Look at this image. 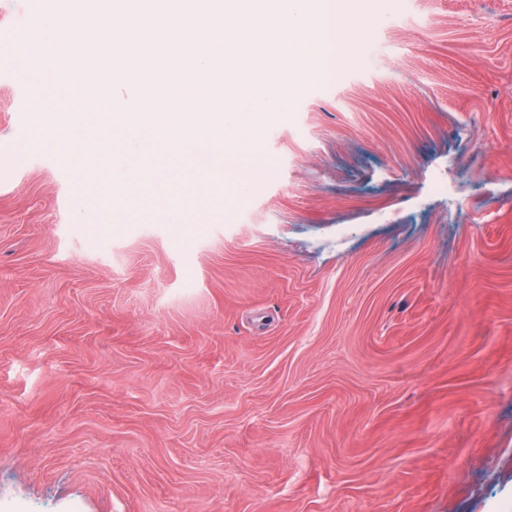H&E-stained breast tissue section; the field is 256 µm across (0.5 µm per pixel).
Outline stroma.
I'll list each match as a JSON object with an SVG mask.
<instances>
[{
    "label": "stroma",
    "instance_id": "obj_1",
    "mask_svg": "<svg viewBox=\"0 0 512 512\" xmlns=\"http://www.w3.org/2000/svg\"><path fill=\"white\" fill-rule=\"evenodd\" d=\"M350 35L242 186L73 152L0 55V512H512V0Z\"/></svg>",
    "mask_w": 512,
    "mask_h": 512
}]
</instances>
